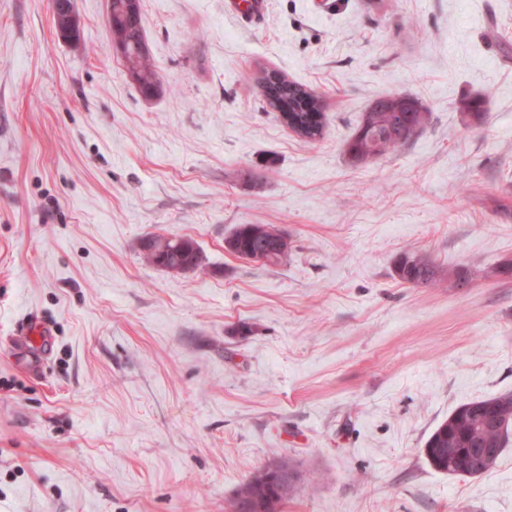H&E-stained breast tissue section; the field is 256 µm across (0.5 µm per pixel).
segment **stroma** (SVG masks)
<instances>
[{"label": "stroma", "mask_w": 512, "mask_h": 512, "mask_svg": "<svg viewBox=\"0 0 512 512\" xmlns=\"http://www.w3.org/2000/svg\"><path fill=\"white\" fill-rule=\"evenodd\" d=\"M51 2L0 0V512H229L283 458L279 512H512V445L479 477L424 454L512 392V0H263L248 23L142 0L148 101L107 0H74L75 47ZM264 69L321 98V138L266 107ZM389 94L429 124L352 165ZM239 224L277 225L288 259L225 251ZM152 235L200 265L147 264ZM406 251L437 287L400 282Z\"/></svg>", "instance_id": "stroma-1"}]
</instances>
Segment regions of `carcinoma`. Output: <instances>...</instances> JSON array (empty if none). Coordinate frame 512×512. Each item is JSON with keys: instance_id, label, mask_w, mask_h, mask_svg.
Segmentation results:
<instances>
[{"instance_id": "cac0c4a2", "label": "carcinoma", "mask_w": 512, "mask_h": 512, "mask_svg": "<svg viewBox=\"0 0 512 512\" xmlns=\"http://www.w3.org/2000/svg\"><path fill=\"white\" fill-rule=\"evenodd\" d=\"M110 31L112 38L125 42L127 57L124 64L138 71L142 84L150 86L159 82L151 57L136 52L139 42L144 40V25H126L116 14L112 17ZM260 89L263 97H274L280 107L288 112V119L304 129L305 139L315 141L321 137L323 103L314 92L284 75L276 83L260 85ZM402 111L410 127L404 135L394 127V119ZM429 120L428 108L412 96H380L362 114L348 142L347 153L355 164L384 156L408 143L428 125ZM224 249L248 260L254 259L262 251L266 253V264L277 265L283 262L277 252L287 255L292 245L288 235L274 224H239L224 239ZM143 252L148 263L158 266L163 261L169 270L181 269L200 260L195 241L186 236L154 237L151 246L143 247ZM394 271L401 282L412 287L432 286L440 276L437 267L416 252L400 254L395 261ZM490 409L497 411L499 424L485 431L481 428L482 418ZM479 436L490 440L495 448L492 462H497L503 448L512 441V392L471 401L455 408L426 440L425 457L438 472L480 476L483 471L491 470V467L479 465L471 459V442ZM449 448H457L462 453L452 463L448 462ZM298 479V472L289 460L282 459L264 466L254 472L239 489L231 504L232 512H278L281 502Z\"/></svg>"}]
</instances>
